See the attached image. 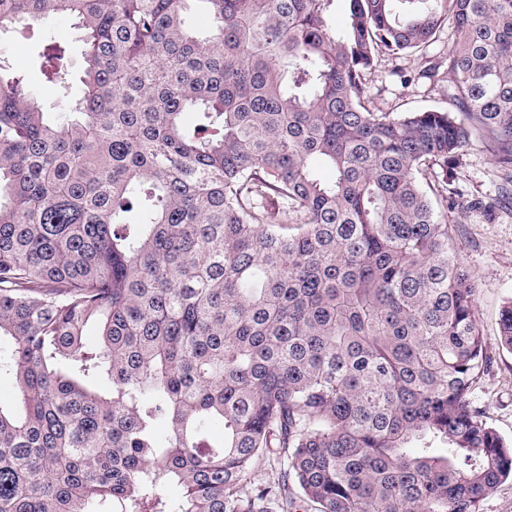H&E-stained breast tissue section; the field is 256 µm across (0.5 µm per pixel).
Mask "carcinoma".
I'll list each match as a JSON object with an SVG mask.
<instances>
[{"instance_id":"carcinoma-1","label":"carcinoma","mask_w":512,"mask_h":512,"mask_svg":"<svg viewBox=\"0 0 512 512\" xmlns=\"http://www.w3.org/2000/svg\"><path fill=\"white\" fill-rule=\"evenodd\" d=\"M332 2L0 0V32L69 15L87 45L71 122L0 68V512H484L512 478L448 219L475 141L471 207L512 204V0H349L340 32ZM446 27L422 76L453 110L368 108Z\"/></svg>"}]
</instances>
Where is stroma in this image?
Returning a JSON list of instances; mask_svg holds the SVG:
<instances>
[{
	"label": "stroma",
	"instance_id": "stroma-1",
	"mask_svg": "<svg viewBox=\"0 0 512 512\" xmlns=\"http://www.w3.org/2000/svg\"><path fill=\"white\" fill-rule=\"evenodd\" d=\"M55 42L66 50L64 85L48 82L42 71L45 45ZM453 39L441 34L426 56L402 55L383 59L368 82L369 108L382 112L450 109L447 81L430 82L419 76L426 57L446 54ZM83 33L76 20L59 17L51 27L26 20L0 33V64L23 76L49 115L66 119L67 101L81 95L78 73L83 66ZM452 189L459 209L452 227L455 255L475 277L474 307L490 365L475 383L471 397L486 421L512 442V350L499 336L500 312L512 301V208L470 209L474 199L489 200L497 193L498 178L491 155L480 143L465 149L452 170Z\"/></svg>",
	"mask_w": 512,
	"mask_h": 512
}]
</instances>
